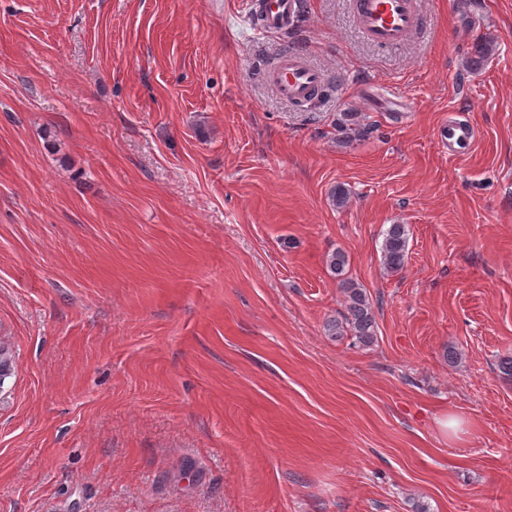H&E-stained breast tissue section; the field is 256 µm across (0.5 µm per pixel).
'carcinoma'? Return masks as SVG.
<instances>
[{
  "instance_id": "carcinoma-1",
  "label": "carcinoma",
  "mask_w": 512,
  "mask_h": 512,
  "mask_svg": "<svg viewBox=\"0 0 512 512\" xmlns=\"http://www.w3.org/2000/svg\"><path fill=\"white\" fill-rule=\"evenodd\" d=\"M341 133L348 140L364 137L371 128L354 122L350 114L343 115ZM410 230L405 224H391L384 233L381 254L385 267L391 272L402 270L407 259ZM326 264L331 274L339 281L344 294L345 310L342 320L328 323L332 336H352L363 345L373 343L377 336V324L372 304L366 292L346 277L348 259L337 250L328 255ZM14 358L10 345L0 342V388L6 378L13 374Z\"/></svg>"
}]
</instances>
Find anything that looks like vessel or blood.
Returning <instances> with one entry per match:
<instances>
[{
	"label": "vessel or blood",
	"instance_id": "obj_1",
	"mask_svg": "<svg viewBox=\"0 0 512 512\" xmlns=\"http://www.w3.org/2000/svg\"><path fill=\"white\" fill-rule=\"evenodd\" d=\"M302 0H254L258 16L256 31L265 35L280 33L298 16ZM351 13L361 34L380 47L405 43L421 21L419 0H350ZM273 91L288 102L312 97L321 87L322 72L296 52H283L263 73ZM475 137L465 122L454 120L439 131V139L449 150L461 153L469 149Z\"/></svg>",
	"mask_w": 512,
	"mask_h": 512
}]
</instances>
